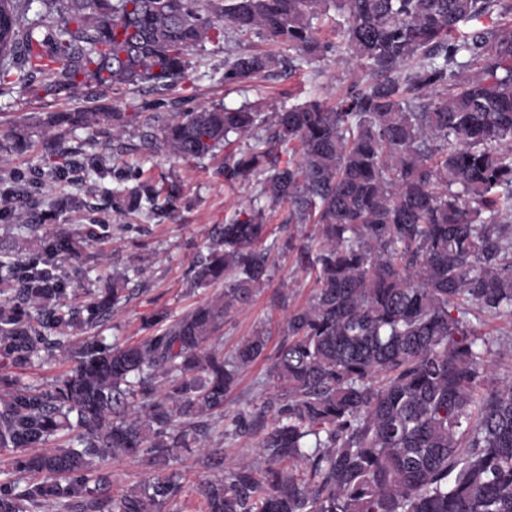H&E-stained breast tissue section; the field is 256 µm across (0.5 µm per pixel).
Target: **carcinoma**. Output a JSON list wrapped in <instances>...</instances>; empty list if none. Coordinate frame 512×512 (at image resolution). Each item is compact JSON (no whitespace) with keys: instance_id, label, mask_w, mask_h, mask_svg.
<instances>
[{"instance_id":"carcinoma-1","label":"carcinoma","mask_w":512,"mask_h":512,"mask_svg":"<svg viewBox=\"0 0 512 512\" xmlns=\"http://www.w3.org/2000/svg\"><path fill=\"white\" fill-rule=\"evenodd\" d=\"M0 0V86L47 76L48 96L184 78L195 47L224 29L288 45V68L329 53L363 64L332 108L317 100L274 113L270 149L224 162V181L265 174L264 193L288 204V223L319 226V249L299 248L315 272L308 304L288 313L270 355L263 329L233 356L212 347L224 318L270 279L264 210L250 205L212 238L190 271L192 288L224 292L173 318L154 311L148 335L117 345L70 337L127 296V278L78 307L63 303L61 263L82 266L81 234L53 229L25 258L0 260V369L57 350L74 362L59 383L0 398V452L33 480L0 482V512H163L184 492L168 469L224 416L238 371L263 356L282 390L277 405L242 411L237 436H258L265 467L242 462L196 482L204 512H512V382L481 394L499 359L472 318L512 317V0ZM343 17V44L318 22ZM497 17L468 34L460 27ZM283 64L241 53L224 82H248ZM115 120L112 106L48 112L0 148L32 137L59 170L78 165L62 133ZM264 119L249 108L178 112L155 136L200 158ZM149 180L126 190L131 209L153 203ZM76 421H71V418ZM66 447L38 448L61 432ZM137 459L151 472L120 495L96 462Z\"/></svg>"}]
</instances>
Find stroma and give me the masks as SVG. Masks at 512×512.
<instances>
[{
    "label": "stroma",
    "instance_id": "1",
    "mask_svg": "<svg viewBox=\"0 0 512 512\" xmlns=\"http://www.w3.org/2000/svg\"><path fill=\"white\" fill-rule=\"evenodd\" d=\"M249 52L283 57L288 48L254 31L245 34L228 29L223 39L205 42L191 53L188 75L177 86L157 88L146 83L108 92L115 111L132 115L133 120L111 129L67 132L65 144L80 151L81 170L54 173L53 162L36 147L23 154L0 151V255L25 247L29 238L21 230L25 224L48 222L71 231L83 224L108 225L110 237L106 243L86 245V269L66 264L61 273L69 293L79 296L104 288L114 275L129 274L128 298L97 325L96 331L110 339L134 341L143 334L144 315L164 309L177 316L223 291L220 282L205 288L190 287L187 273L222 225L257 198L270 231L265 245L271 250V277L249 303L226 317L220 342L224 354H231L243 338L263 324H281L289 310L307 304L312 296V278L299 268L293 247L300 243L318 246L317 226L289 223L287 204L263 195V184L258 179L233 184L224 180L227 154L262 146L269 137L266 126L201 159H183L146 143L147 136L157 133L174 113L201 107H237L247 102L269 115L312 99L332 106L362 73L361 68L345 65L330 55L292 72L225 84V60ZM43 82V76L37 74L31 79L32 90L0 92V139L16 123H35L44 113L95 106V94L86 88L55 98L34 94V87ZM141 180L160 187L177 184L174 213L157 208L138 214L114 205L115 188ZM73 197L80 199V207L64 206V199ZM70 367V362L61 357L44 353L31 365L12 370L11 375L21 383L47 387ZM269 371L268 360L256 361L239 372L225 397L224 420L212 430L206 446L222 449L225 465L255 454L251 440L233 434L231 420L241 410L258 408L275 399L278 390ZM206 448L181 452L173 459L172 470L197 480L206 477L201 465Z\"/></svg>",
    "mask_w": 512,
    "mask_h": 512
}]
</instances>
